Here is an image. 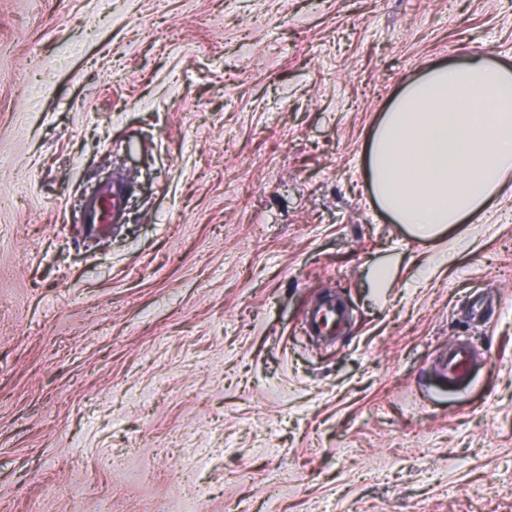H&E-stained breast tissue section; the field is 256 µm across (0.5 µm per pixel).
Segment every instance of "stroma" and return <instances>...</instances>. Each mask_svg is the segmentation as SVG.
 I'll return each mask as SVG.
<instances>
[{
	"label": "stroma",
	"mask_w": 512,
	"mask_h": 512,
	"mask_svg": "<svg viewBox=\"0 0 512 512\" xmlns=\"http://www.w3.org/2000/svg\"><path fill=\"white\" fill-rule=\"evenodd\" d=\"M474 54L512 66V0H0V512H512V171L431 239L367 173ZM122 207V195L119 191L113 190L106 193L102 198L97 199L94 206L88 213L87 224L94 227L96 224H109L111 221L116 224L114 219ZM344 318L345 310L343 305L336 300H330L322 303L310 312L307 321L312 327L320 329L321 327L327 328L329 324L338 326L343 322ZM476 362L473 346L464 339H458L448 345L445 354L439 359V376L454 383L465 381Z\"/></svg>",
	"instance_id": "1"
}]
</instances>
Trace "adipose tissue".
Here are the masks:
<instances>
[{
    "label": "adipose tissue",
    "mask_w": 512,
    "mask_h": 512,
    "mask_svg": "<svg viewBox=\"0 0 512 512\" xmlns=\"http://www.w3.org/2000/svg\"><path fill=\"white\" fill-rule=\"evenodd\" d=\"M381 208L434 237L500 194L512 169V68L474 55L406 83L371 138Z\"/></svg>",
    "instance_id": "ef3b65f1"
}]
</instances>
